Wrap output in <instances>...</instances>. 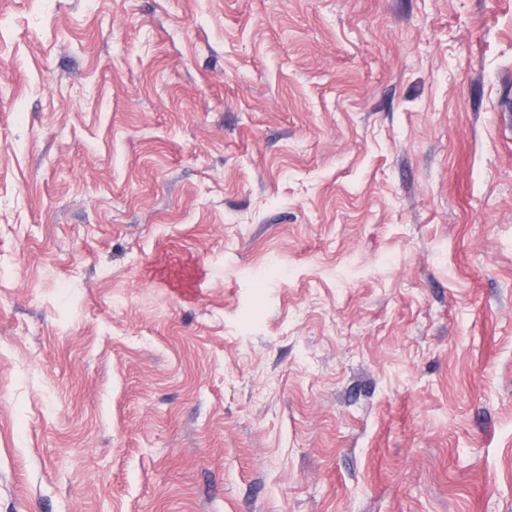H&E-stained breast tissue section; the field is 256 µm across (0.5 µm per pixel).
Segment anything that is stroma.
Instances as JSON below:
<instances>
[{"mask_svg": "<svg viewBox=\"0 0 512 512\" xmlns=\"http://www.w3.org/2000/svg\"><path fill=\"white\" fill-rule=\"evenodd\" d=\"M0 512H512V0H0Z\"/></svg>", "mask_w": 512, "mask_h": 512, "instance_id": "1", "label": "stroma"}]
</instances>
